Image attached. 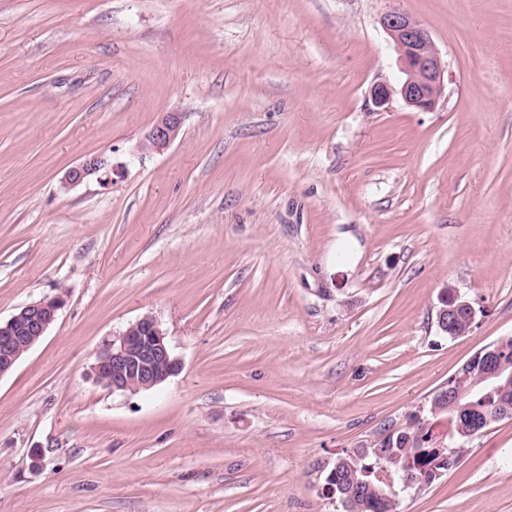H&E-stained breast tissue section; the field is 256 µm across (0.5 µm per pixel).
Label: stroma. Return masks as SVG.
Masks as SVG:
<instances>
[{
    "label": "stroma",
    "instance_id": "stroma-1",
    "mask_svg": "<svg viewBox=\"0 0 512 512\" xmlns=\"http://www.w3.org/2000/svg\"><path fill=\"white\" fill-rule=\"evenodd\" d=\"M395 8L447 66L435 111L372 102ZM89 154L110 184L66 182ZM60 293L0 378V512H343L337 456L512 336V0H0V319ZM148 313L180 371L105 389ZM399 510L512 512V420ZM180 129V113H165L146 134L142 143L143 149L157 152L167 149L178 138ZM460 309H465L469 315V322L467 328L462 331L458 335H449L451 336H460L468 332L472 326L474 320V307L470 301L463 299L458 294L452 295V298L445 304V306L440 310L438 322H440L441 326L448 331V325L455 322V320L459 316Z\"/></svg>",
    "mask_w": 512,
    "mask_h": 512
}]
</instances>
